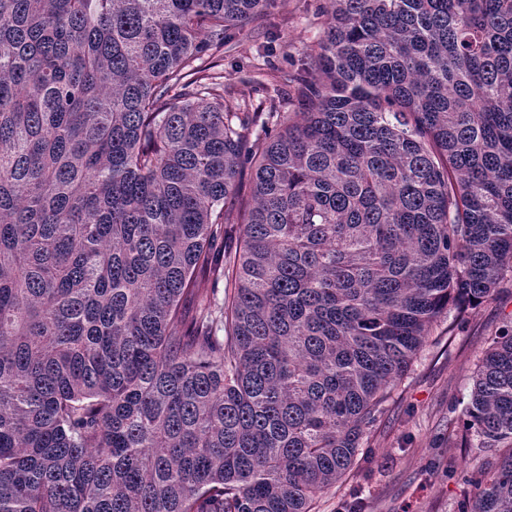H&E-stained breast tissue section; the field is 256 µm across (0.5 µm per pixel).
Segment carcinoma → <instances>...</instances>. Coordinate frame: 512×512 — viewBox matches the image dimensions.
I'll return each instance as SVG.
<instances>
[{
	"label": "carcinoma",
	"instance_id": "carcinoma-1",
	"mask_svg": "<svg viewBox=\"0 0 512 512\" xmlns=\"http://www.w3.org/2000/svg\"><path fill=\"white\" fill-rule=\"evenodd\" d=\"M272 3L0 0V512H311L512 272V0H328L253 147L211 69ZM473 436L512 512V329Z\"/></svg>",
	"mask_w": 512,
	"mask_h": 512
}]
</instances>
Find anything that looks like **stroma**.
Instances as JSON below:
<instances>
[{"label": "stroma", "instance_id": "1", "mask_svg": "<svg viewBox=\"0 0 512 512\" xmlns=\"http://www.w3.org/2000/svg\"><path fill=\"white\" fill-rule=\"evenodd\" d=\"M327 0H274L262 22L232 30L224 51V81L253 111L298 109L292 95L269 100L266 89L296 77L321 38ZM512 328V274L498 296L447 313L398 382L380 421L371 429L360 461L321 495L312 512H457L460 488L449 464L477 467L494 461L497 449L471 438L449 444L448 425L462 412L471 375L489 342Z\"/></svg>", "mask_w": 512, "mask_h": 512}]
</instances>
